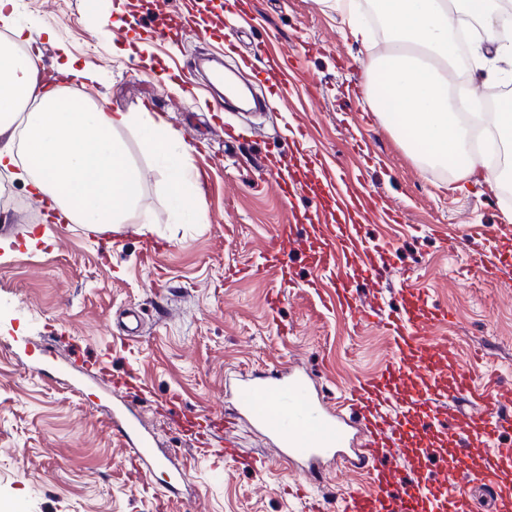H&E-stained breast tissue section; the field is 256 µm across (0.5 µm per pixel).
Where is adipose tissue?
I'll use <instances>...</instances> for the list:
<instances>
[{
    "label": "adipose tissue",
    "mask_w": 512,
    "mask_h": 512,
    "mask_svg": "<svg viewBox=\"0 0 512 512\" xmlns=\"http://www.w3.org/2000/svg\"><path fill=\"white\" fill-rule=\"evenodd\" d=\"M393 42L372 62L367 95L381 117L398 116L402 132L420 147L429 166L458 161L459 181L484 186V161L472 152L473 131L484 130L512 147V109L455 112L448 95V67L460 24L494 30L503 0H376ZM143 124L145 150L164 159L169 192L183 203L188 175L183 162L193 144L145 112L71 111L46 81L31 54L0 45V169L24 164L28 184L76 224L121 231L138 206L142 173L130 160L120 130Z\"/></svg>",
    "instance_id": "adipose-tissue-1"
}]
</instances>
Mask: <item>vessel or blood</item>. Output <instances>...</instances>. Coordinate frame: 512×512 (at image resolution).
Segmentation results:
<instances>
[{"mask_svg":"<svg viewBox=\"0 0 512 512\" xmlns=\"http://www.w3.org/2000/svg\"><path fill=\"white\" fill-rule=\"evenodd\" d=\"M249 67L234 48L216 57L211 82L225 87L224 109L241 111L235 78ZM283 199H291L295 184L288 164L279 160L266 170ZM351 216L338 214L336 233L320 239L316 263L337 273L336 303L358 325L375 323L387 336L390 360L380 372L359 380L348 390L358 423L331 407L323 388L308 373L273 371L247 379L241 389L246 417L277 438L280 459L306 477L341 458L368 468L366 487L349 492L342 512H480L488 500L491 512H512V495L503 485L512 478V447L499 437L512 431V387L496 375L482 380L457 369L452 341L432 333L436 317L452 320V310L435 313L423 295L404 299L394 315L378 316L367 308L350 280L338 272L340 262L374 275L376 265L358 244ZM112 428L132 453L138 478L151 480L166 465L168 455L154 437L141 435L132 408L118 403L111 411ZM454 436L463 446L482 445V465L476 477L465 479L453 469L422 480L391 466L397 454L409 453L414 439Z\"/></svg>","mask_w":512,"mask_h":512,"instance_id":"1","label":"vessel or blood"}]
</instances>
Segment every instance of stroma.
<instances>
[{"label": "stroma", "instance_id": "obj_1", "mask_svg": "<svg viewBox=\"0 0 512 512\" xmlns=\"http://www.w3.org/2000/svg\"><path fill=\"white\" fill-rule=\"evenodd\" d=\"M189 8L204 27L184 31ZM44 27L54 39L40 36ZM235 27L242 49L255 53L252 72L269 111H217L196 69L204 55L223 54ZM156 28L166 37H153ZM20 29L37 33L44 71L71 60L87 73L78 93L88 106L150 113L198 152L186 161L194 180L180 208L140 126L121 130L143 172L146 230L49 225L45 204L9 178L13 221L0 223V512H157L176 468L189 479L169 491L167 512H307L294 495L304 480L274 457L272 435L242 422L191 438L180 417L229 416L242 374L296 364L337 406L349 384L389 359L378 329L353 326L340 308L319 302L331 284L310 260L320 229L304 218L335 210V200L310 193L287 203L263 182L261 158L287 157L298 136L360 194L359 233L385 248L375 276L351 274L361 297L391 310L414 290L430 306L454 309L455 322L438 321L437 330L455 343L459 368L512 383V197L499 186L454 190L450 170L422 166L372 110L366 88L371 62L388 50L383 26L362 46L331 0H16L0 34ZM173 82L181 94L171 92ZM467 83L474 111L490 90L505 89L512 103V56L469 69ZM389 209L397 221H388ZM280 224L294 227L293 246L279 256L291 285L273 308L274 272L231 279L226 271L264 263ZM488 259L504 275L477 269ZM105 346L97 381L55 382L58 367L98 357ZM131 368L139 372L133 405L142 429L172 454L149 482L134 475L108 421L112 388ZM228 438L265 459V469L225 459ZM480 465L436 441L416 468L471 475ZM364 483L362 470L331 465L319 486L324 512Z\"/></svg>", "mask_w": 512, "mask_h": 512}]
</instances>
